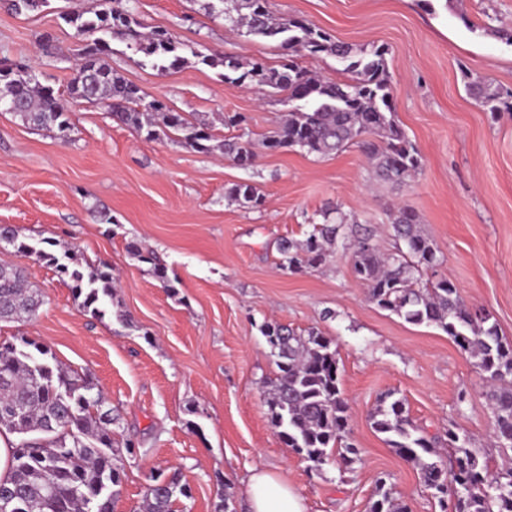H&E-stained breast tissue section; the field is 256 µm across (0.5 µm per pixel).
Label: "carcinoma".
<instances>
[{
    "label": "carcinoma",
    "mask_w": 512,
    "mask_h": 512,
    "mask_svg": "<svg viewBox=\"0 0 512 512\" xmlns=\"http://www.w3.org/2000/svg\"><path fill=\"white\" fill-rule=\"evenodd\" d=\"M123 2L93 0L92 8L65 16L78 35L94 36L76 64L68 96L42 84L28 66L14 63L0 68V108L11 110L24 124L55 130L65 139L70 130L67 99L102 101L113 119L146 131L148 139L173 135L185 147L218 150L243 168L252 166L256 152L247 132L218 140L211 124L146 100L137 86L114 72L106 61L112 52L108 37L120 36L161 70L183 68L195 58L223 67L224 80L234 86L256 83L284 94L291 108L265 137L269 149L328 155L355 145L372 162L376 176L392 184L420 171V154L394 118L385 48L355 49L334 41L305 19L273 14L268 0H219L230 26L247 36L279 40L288 61L278 69L261 58L245 62L235 56L204 55L167 30L145 33ZM324 55L341 63L345 79L327 81L297 62L317 61ZM469 91L488 112H512V94L504 97L480 80L471 82ZM226 195L244 208L262 205V196L249 183L233 185ZM319 216L321 221L312 224L305 239L280 240V266L290 272L318 268L326 263L330 248L352 239L353 273L374 304L409 323L440 328L475 360L488 383L496 443L512 450V342L500 334L490 313L467 306L454 283L438 276L441 261L421 230L418 215L405 207L391 213L394 251L389 254L380 251L372 229L350 226L338 209H325ZM0 240L53 264L72 280L83 309L94 317L104 315L115 290L108 265L72 267L69 254L60 259L38 242L20 241L8 226H0ZM134 254L150 265L164 287L174 288L153 251L137 248ZM43 304L42 294L21 269L0 263V323L31 320ZM262 332L277 367L266 398L273 431L314 469L334 453L340 465L353 464L358 450L348 442V405L331 341L314 329L298 334L278 323L265 324ZM48 355L33 340L0 344V374L9 378L0 382V427L22 436L11 445L10 475L0 481V504L10 501L9 512H88V505L95 502L99 512H113L123 466L120 452L113 448L112 409L104 408L102 394L92 393L84 376L51 363ZM371 422L398 455L415 463L421 483L440 506L450 495L455 512H512V466L494 464L469 447L466 433L448 430L445 463L436 449L441 437L414 425L403 400L393 394L381 399ZM152 483L156 488L146 491L141 512H174L177 496L188 495L174 477L161 486L155 478ZM369 512H408V506L380 477Z\"/></svg>",
    "instance_id": "carcinoma-1"
}]
</instances>
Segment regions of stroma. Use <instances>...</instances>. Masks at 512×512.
I'll return each instance as SVG.
<instances>
[{"label": "stroma", "instance_id": "1", "mask_svg": "<svg viewBox=\"0 0 512 512\" xmlns=\"http://www.w3.org/2000/svg\"><path fill=\"white\" fill-rule=\"evenodd\" d=\"M210 3L130 0L129 7L147 27L205 54L280 66L277 41L240 36ZM90 4L49 0L17 12L0 0V59L28 65L41 83L66 91L83 43L60 13ZM271 8L305 18L332 40L387 49L395 120L421 156L416 177L376 181L354 146L325 156L262 148L243 168L217 151L146 140L97 102L69 103L73 129L65 140L0 111V225L76 263H107L117 281L107 314L95 318L54 266L0 247V263L24 268L45 296L35 319L0 323V344L35 340L55 363L89 378L112 407L115 441L137 446L122 457L115 512H137L156 472L190 487L176 512H219L226 495L234 512H245L246 482L257 467L288 481L306 512H368L382 474L410 512H440L416 467L387 445L370 415L392 392L430 434L461 429L471 447L499 458L472 359L438 327L407 323L372 303L348 251L291 273L279 266L277 243L303 238L330 206L348 223L376 228L388 251L390 209L410 208L433 241L440 273L512 339V115L484 111L466 89L474 77L512 91V44L500 34L512 28V0H271ZM110 45L109 63L146 100L212 121L218 139L237 134L222 114L246 115L258 142L288 110L265 87L225 84L223 68L161 71L127 41ZM241 182L263 195L261 208L225 197ZM103 211L111 223H101ZM136 246L157 253L173 289L135 258ZM268 322L331 340L349 440L359 450L350 466L330 460L312 470L270 427L263 383L276 367L261 332Z\"/></svg>", "mask_w": 512, "mask_h": 512}]
</instances>
